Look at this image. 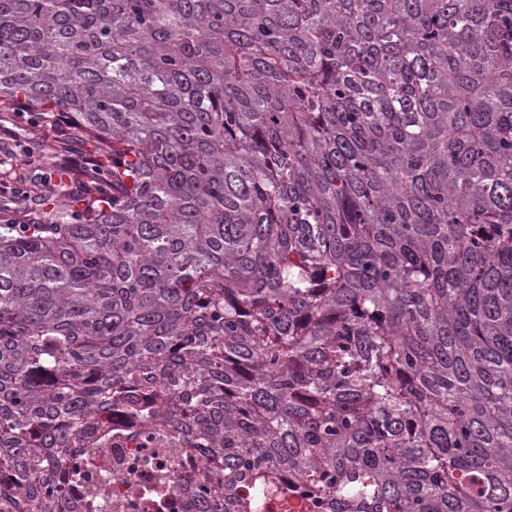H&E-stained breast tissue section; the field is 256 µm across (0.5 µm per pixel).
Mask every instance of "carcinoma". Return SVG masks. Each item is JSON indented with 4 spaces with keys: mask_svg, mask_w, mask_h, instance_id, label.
I'll list each match as a JSON object with an SVG mask.
<instances>
[{
    "mask_svg": "<svg viewBox=\"0 0 512 512\" xmlns=\"http://www.w3.org/2000/svg\"><path fill=\"white\" fill-rule=\"evenodd\" d=\"M102 191L0 222V512L155 448L196 512H512V0H0V107ZM48 125L51 129H53L59 136H64L66 133L73 127L74 122L72 118L68 116H54L53 118H48ZM71 137L69 139V148L72 152L75 153V156L84 155L89 150H93L94 148L91 146V143L82 140L79 137L78 130L72 129L69 131ZM64 138V137H63Z\"/></svg>",
    "mask_w": 512,
    "mask_h": 512,
    "instance_id": "obj_1",
    "label": "carcinoma"
}]
</instances>
